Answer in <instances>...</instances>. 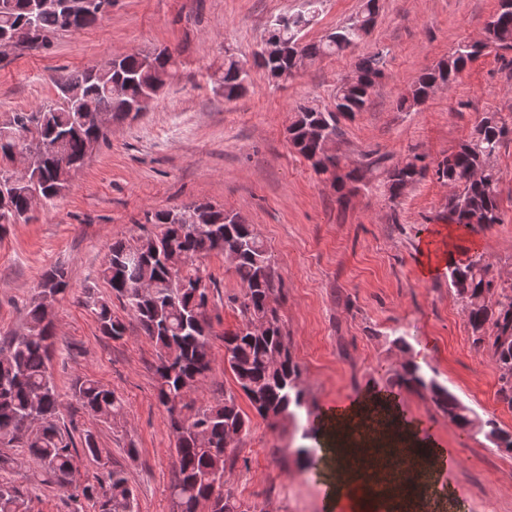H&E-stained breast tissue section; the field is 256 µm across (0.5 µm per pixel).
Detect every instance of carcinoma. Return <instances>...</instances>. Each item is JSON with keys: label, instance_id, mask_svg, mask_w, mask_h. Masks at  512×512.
I'll return each mask as SVG.
<instances>
[{"label": "carcinoma", "instance_id": "obj_1", "mask_svg": "<svg viewBox=\"0 0 512 512\" xmlns=\"http://www.w3.org/2000/svg\"><path fill=\"white\" fill-rule=\"evenodd\" d=\"M34 0H0V34L26 32L28 48L45 47L52 34L82 30L102 17V0H75L72 11L46 10L34 13ZM307 8L275 18L267 29L266 43H279L311 61L339 55L355 48L363 39L357 28L360 19L376 21L378 0H362L361 11L350 22L336 28L326 39L302 41L323 0H306ZM486 40L457 45L448 58L425 71L403 95L398 108L408 111L424 101L433 86L451 85L485 49L512 50V0H498V8L485 26ZM152 58L156 67L166 69L172 56L164 51L150 56L129 53L118 67L109 63L76 70L57 85L81 87L86 105L114 121L129 118L130 105L150 94V72L143 60ZM386 53L381 50L362 56L357 65L358 82L336 86L334 107L319 110L302 106L289 126L294 148L311 162L318 175L340 180L339 173L361 182L382 158L370 159L360 167L344 170L338 153L342 139L341 120L366 109L375 85L385 77ZM254 63L278 79L292 67L290 55H264L256 51ZM248 72L240 61L224 60V98L237 99L244 90ZM119 84L121 94L113 93ZM37 154L36 165L17 181H11L9 162L17 140ZM107 139V131L80 123L79 113L62 103L43 105L30 112H16L0 126V229L27 219L32 194L47 203L58 197L64 181L83 165L88 139ZM512 138V114L489 112L476 125L472 136L442 160L431 165L413 149L384 170L383 186L394 200L427 175L454 188L444 219L463 228L502 223L499 174L491 166L502 144ZM210 223L180 224V209L145 214V223L159 228L140 235L132 246L117 240L109 246L103 279L148 336L157 351L156 398L168 414V428L174 441L176 479L170 496L176 512H197L199 504L217 495L219 512H241L233 495L224 492V477L237 463V444L226 443L229 434L244 439L250 418L237 403L234 392H224V402L203 404L193 397L211 369L209 337L212 333L211 288L213 278L200 264L212 253L234 255V272L241 286L232 298L241 325L224 333V365L235 385L264 420L292 418L296 411L306 415L303 436L316 437L315 418L319 408L310 397L300 364L295 360L278 307L270 295L281 293L274 260L254 225L239 215L225 220L224 210L209 205ZM170 252L184 256L182 268L169 273L163 258ZM448 286L462 305L471 328L472 343L485 352L500 371L499 400L512 408V282L496 280L480 256L448 265ZM68 287V273L62 266L44 271L30 303L23 330L0 342V447L25 448L46 478L64 489L75 502L84 499L99 512H135L134 499L124 471L110 465L94 433L87 430L76 447L73 430L61 424L62 403L51 372L54 355V319L45 296L57 297ZM101 333L114 340L123 338L126 323L112 314V301L88 294ZM399 355L395 365L382 367L384 391L427 396L448 423L466 435L483 438L500 452L512 455V431L491 419L481 418L456 394L429 376L412 354L404 336L391 341ZM80 406L104 423L115 424L124 415V403L114 391L86 378L72 385ZM96 461L100 473L94 480L82 479L80 456ZM0 512H27L23 491L0 484Z\"/></svg>", "mask_w": 512, "mask_h": 512}]
</instances>
